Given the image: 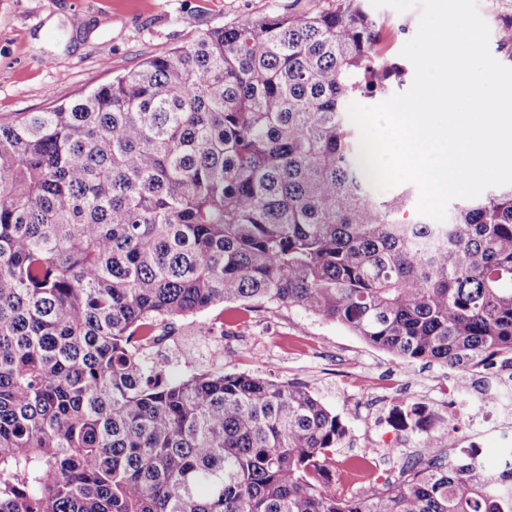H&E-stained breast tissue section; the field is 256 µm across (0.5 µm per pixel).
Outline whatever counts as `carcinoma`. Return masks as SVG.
Wrapping results in <instances>:
<instances>
[{"mask_svg": "<svg viewBox=\"0 0 512 512\" xmlns=\"http://www.w3.org/2000/svg\"><path fill=\"white\" fill-rule=\"evenodd\" d=\"M362 2L215 28L0 121V512H512V468L438 439L343 494L348 428L305 384L149 354L218 306L463 375L512 353V188L408 222L358 161L349 105L403 75Z\"/></svg>", "mask_w": 512, "mask_h": 512, "instance_id": "carcinoma-1", "label": "carcinoma"}]
</instances>
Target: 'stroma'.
<instances>
[{
    "instance_id": "1",
    "label": "stroma",
    "mask_w": 512,
    "mask_h": 512,
    "mask_svg": "<svg viewBox=\"0 0 512 512\" xmlns=\"http://www.w3.org/2000/svg\"><path fill=\"white\" fill-rule=\"evenodd\" d=\"M336 0H0V120L40 112L109 83L147 58L182 46L194 35L273 13L335 7ZM379 48L401 61L418 29L419 12L372 8ZM178 347H158L172 378L215 368L224 352L228 372L279 382L299 381L348 427L337 461L372 451L381 477L397 474L417 450L401 435L399 447H375L372 416L403 424L414 403L434 398L448 378L439 364L408 363L371 347L342 326L288 308L261 309L235 335H223L217 310L185 320Z\"/></svg>"
}]
</instances>
